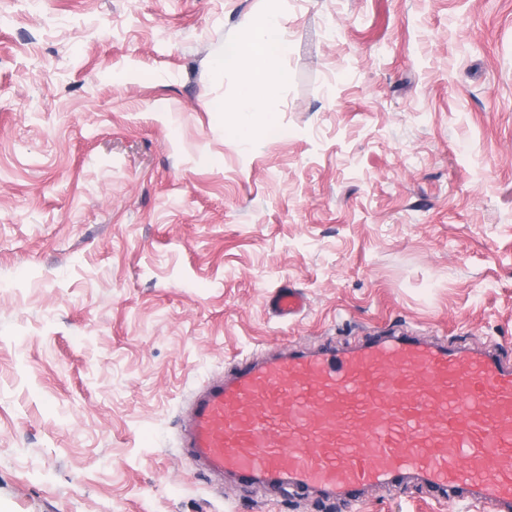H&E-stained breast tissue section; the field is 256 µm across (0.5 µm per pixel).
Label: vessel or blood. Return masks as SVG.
<instances>
[{
	"label": "vessel or blood",
	"mask_w": 512,
	"mask_h": 512,
	"mask_svg": "<svg viewBox=\"0 0 512 512\" xmlns=\"http://www.w3.org/2000/svg\"><path fill=\"white\" fill-rule=\"evenodd\" d=\"M271 306L305 301L281 289ZM180 445L244 483L347 497L413 474L512 512V359L408 331L247 357L194 395Z\"/></svg>",
	"instance_id": "obj_1"
}]
</instances>
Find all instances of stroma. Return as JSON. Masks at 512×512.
<instances>
[{
  "label": "stroma",
  "instance_id": "stroma-1",
  "mask_svg": "<svg viewBox=\"0 0 512 512\" xmlns=\"http://www.w3.org/2000/svg\"><path fill=\"white\" fill-rule=\"evenodd\" d=\"M273 10L247 150L215 61ZM405 326L512 357V0H0V512H491L179 446L252 352ZM271 306L280 317L291 318L305 307V301L301 295L291 289H280L271 299Z\"/></svg>",
  "mask_w": 512,
  "mask_h": 512
}]
</instances>
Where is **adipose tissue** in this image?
Here are the masks:
<instances>
[{"instance_id":"1","label":"adipose tissue","mask_w":512,"mask_h":512,"mask_svg":"<svg viewBox=\"0 0 512 512\" xmlns=\"http://www.w3.org/2000/svg\"><path fill=\"white\" fill-rule=\"evenodd\" d=\"M285 39V29L279 12H271L250 28L248 37L224 47V58L234 64L242 76L237 97L230 102L231 110L248 120L266 124L265 101L272 87L270 61L276 57Z\"/></svg>"}]
</instances>
